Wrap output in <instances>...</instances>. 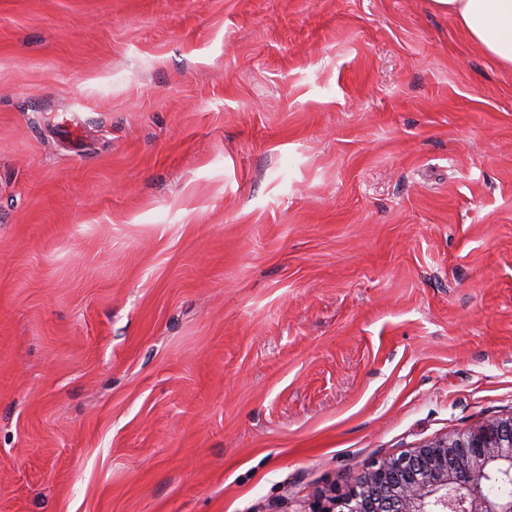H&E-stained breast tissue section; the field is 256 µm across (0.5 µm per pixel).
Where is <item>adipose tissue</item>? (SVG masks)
Returning a JSON list of instances; mask_svg holds the SVG:
<instances>
[{"label":"adipose tissue","mask_w":512,"mask_h":512,"mask_svg":"<svg viewBox=\"0 0 512 512\" xmlns=\"http://www.w3.org/2000/svg\"><path fill=\"white\" fill-rule=\"evenodd\" d=\"M448 15L470 43L505 66H512V0H429Z\"/></svg>","instance_id":"obj_1"}]
</instances>
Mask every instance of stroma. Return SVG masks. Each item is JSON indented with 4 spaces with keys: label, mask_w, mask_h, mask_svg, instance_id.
<instances>
[{
    "label": "stroma",
    "mask_w": 512,
    "mask_h": 512,
    "mask_svg": "<svg viewBox=\"0 0 512 512\" xmlns=\"http://www.w3.org/2000/svg\"><path fill=\"white\" fill-rule=\"evenodd\" d=\"M512 412V68L427 0H0V512H311Z\"/></svg>",
    "instance_id": "1"
}]
</instances>
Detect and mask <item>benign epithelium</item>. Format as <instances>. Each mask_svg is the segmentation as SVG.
<instances>
[{"label": "benign epithelium", "instance_id": "1", "mask_svg": "<svg viewBox=\"0 0 512 512\" xmlns=\"http://www.w3.org/2000/svg\"><path fill=\"white\" fill-rule=\"evenodd\" d=\"M492 477L512 480V413L373 464L316 512H512Z\"/></svg>", "mask_w": 512, "mask_h": 512}]
</instances>
